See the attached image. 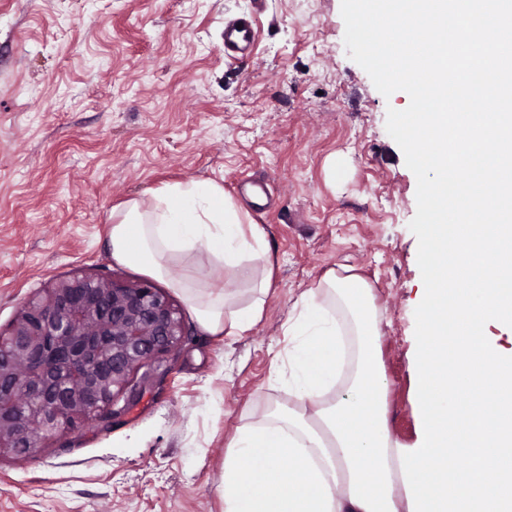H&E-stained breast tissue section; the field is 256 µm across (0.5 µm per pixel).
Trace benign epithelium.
Wrapping results in <instances>:
<instances>
[{"label":"benign epithelium","instance_id":"1","mask_svg":"<svg viewBox=\"0 0 512 512\" xmlns=\"http://www.w3.org/2000/svg\"><path fill=\"white\" fill-rule=\"evenodd\" d=\"M182 336L178 309L151 280L55 279L0 329V450L32 455L65 429L107 420Z\"/></svg>","mask_w":512,"mask_h":512}]
</instances>
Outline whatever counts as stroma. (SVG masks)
Listing matches in <instances>:
<instances>
[{
	"label": "stroma",
	"mask_w": 512,
	"mask_h": 512,
	"mask_svg": "<svg viewBox=\"0 0 512 512\" xmlns=\"http://www.w3.org/2000/svg\"><path fill=\"white\" fill-rule=\"evenodd\" d=\"M238 17L257 32L243 58L224 53ZM344 33L341 0H0L1 328L56 277H148L113 260L112 211L176 183L223 187L273 262L240 336L205 332L170 287L218 285L206 250L157 278L183 316L178 349L109 427L1 454L0 512H222L235 429L287 402L272 361L296 301L332 270L371 286L388 432L421 446L417 180L386 130L410 98L383 96Z\"/></svg>",
	"instance_id": "1"
}]
</instances>
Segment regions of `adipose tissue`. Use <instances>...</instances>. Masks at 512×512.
<instances>
[{
  "mask_svg": "<svg viewBox=\"0 0 512 512\" xmlns=\"http://www.w3.org/2000/svg\"><path fill=\"white\" fill-rule=\"evenodd\" d=\"M113 258L164 277L175 262L204 249L225 272L243 262L269 265L265 235L247 212L209 182L167 186L150 199H132L112 213ZM318 289L297 301L284 331L288 371L276 379L289 401L263 419L238 427L224 456V512H512V479L500 470L457 486L427 474L438 449L472 437L469 424L449 425L442 414L454 408L458 390L433 369L443 335L426 329L418 362L423 369L422 400L428 408L424 444L406 448L393 441L385 425L380 372L375 359L379 314L372 290L359 276L328 273ZM192 304L208 333L240 336L262 317V296L232 315L224 313V292L201 305L190 277L172 280ZM348 365L347 397L323 406L335 390L336 374ZM315 405L308 413L307 405Z\"/></svg>",
  "mask_w": 512,
  "mask_h": 512,
  "instance_id": "adipose-tissue-1",
  "label": "adipose tissue"
}]
</instances>
